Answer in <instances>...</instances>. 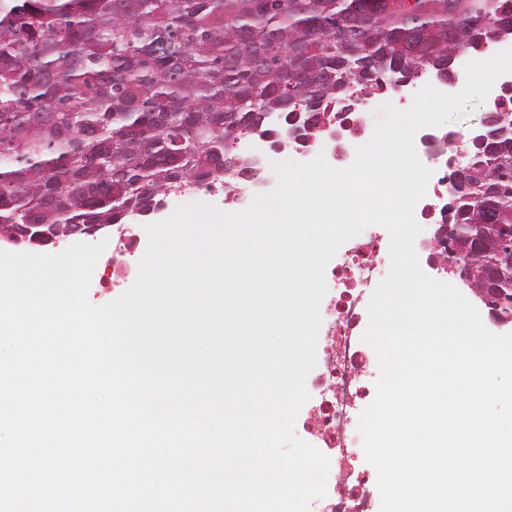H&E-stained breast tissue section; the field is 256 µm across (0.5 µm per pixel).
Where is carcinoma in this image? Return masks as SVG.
<instances>
[{
    "label": "carcinoma",
    "instance_id": "obj_1",
    "mask_svg": "<svg viewBox=\"0 0 512 512\" xmlns=\"http://www.w3.org/2000/svg\"><path fill=\"white\" fill-rule=\"evenodd\" d=\"M0 0V235L18 224H123L169 191L222 180L250 113L304 136L342 121L346 81L383 90L512 38V0ZM470 153L452 274L484 285L512 242V111ZM485 226L482 244L463 234Z\"/></svg>",
    "mask_w": 512,
    "mask_h": 512
}]
</instances>
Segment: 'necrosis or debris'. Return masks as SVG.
Returning <instances> with one entry per match:
<instances>
[{
    "label": "necrosis or debris",
    "mask_w": 512,
    "mask_h": 512,
    "mask_svg": "<svg viewBox=\"0 0 512 512\" xmlns=\"http://www.w3.org/2000/svg\"><path fill=\"white\" fill-rule=\"evenodd\" d=\"M390 267V234L371 225L354 237L331 271L332 296L321 311L326 336L320 367L306 383L320 404L308 412L303 428L336 464L326 496L311 503L313 512H378L374 485L357 467L365 455L358 413L372 390L371 360L359 327Z\"/></svg>",
    "instance_id": "necrosis-or-debris-1"
}]
</instances>
